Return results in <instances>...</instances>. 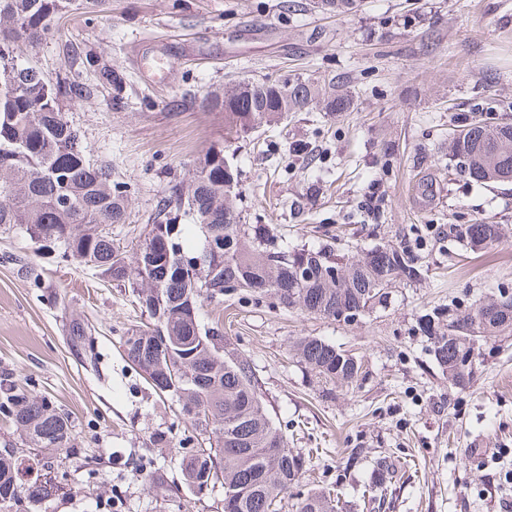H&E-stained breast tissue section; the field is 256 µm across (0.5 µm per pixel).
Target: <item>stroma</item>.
Returning <instances> with one entry per match:
<instances>
[{"label": "stroma", "mask_w": 512, "mask_h": 512, "mask_svg": "<svg viewBox=\"0 0 512 512\" xmlns=\"http://www.w3.org/2000/svg\"><path fill=\"white\" fill-rule=\"evenodd\" d=\"M80 2L30 58L52 80L95 86V60L125 79L121 99L95 86L65 107L129 187V221L112 229L121 243H136L169 182L219 144L241 169L245 223L277 244L352 256L402 244L423 265L418 281L349 321L270 296L204 302L203 324L251 360L276 426L306 460L284 512L328 489L342 512H370L362 492L376 483L388 512H512V334L478 339L458 388L421 329L431 319L445 330L450 313L512 292V182L478 183L448 158L470 113L512 120V0H362L347 16L311 0L296 12L284 0H112L107 13ZM287 76L342 82L353 106L295 112L228 143L223 113L194 100L212 84ZM481 222L502 226L497 247L473 250L450 233ZM144 320L128 290L0 229V382L45 398L72 426L69 448L46 466L0 410V449L60 487L21 512H223L222 487L196 493L183 482L180 443L194 427L122 354ZM300 336L361 358L357 382L317 378L290 352ZM383 456L393 462L385 473Z\"/></svg>", "instance_id": "stroma-1"}]
</instances>
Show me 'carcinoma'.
Segmentation results:
<instances>
[{
    "label": "carcinoma",
    "mask_w": 512,
    "mask_h": 512,
    "mask_svg": "<svg viewBox=\"0 0 512 512\" xmlns=\"http://www.w3.org/2000/svg\"><path fill=\"white\" fill-rule=\"evenodd\" d=\"M71 0H0V227L19 228L36 244L37 253L56 254L84 262L91 252L92 269L131 288L146 324L131 331L139 343L123 350L135 368L149 358L155 374L166 382L175 378L179 389L170 393L178 402L193 403L204 422L195 428L210 432L207 446L190 450L196 461L182 469L186 483L224 489L230 512H280L291 485L306 472L305 459L288 448V440L271 419L252 362L225 338L217 354L215 335L201 326L204 300L224 296L267 294L286 287L278 298L286 309L324 317L341 307L360 316L382 303L388 289L421 278L419 258L405 246L374 247L359 256L337 257L326 249L291 250L271 246L266 228L243 223L234 204L241 173L224 168V149L212 145L194 161L193 176L175 179L161 198L151 229L135 244V260L127 250L99 231L101 224H124L129 218V192L124 182L94 158L93 148L69 122L63 109L90 96V89L66 78L51 82L29 60L28 52L51 33L54 21L66 13ZM316 7L336 14L353 9L355 0H314ZM297 90L284 96L280 81L241 80L204 90L202 106L224 113L227 136L270 126L290 112H346L352 99L334 82L322 86L299 76L286 77ZM448 155L460 172L480 182H496L512 173V123L492 124L474 116L453 133ZM200 232L193 250L184 245L185 222ZM474 225H455L456 237L472 249L500 243L498 224L482 225L485 237L476 241ZM166 237L172 253L191 262L183 269L152 247L150 234ZM201 260L195 267L192 261ZM347 275L336 278V270ZM148 288L161 295H145ZM502 298L491 295L468 312L448 321V332H437L432 321L424 331L431 353L456 385L470 376L475 361L468 360L478 338L489 339L512 331V314L484 320L485 304ZM193 344V362L182 361L183 350L170 344L159 348L158 332ZM299 359L327 384L349 387L359 373L349 365L345 351L314 336L292 344ZM0 402L41 453L67 448L69 420L47 401L29 396L11 384L0 385ZM283 444L277 458L268 455L275 440ZM229 448L239 452L230 454ZM10 502L0 512H13L22 498L50 495L48 483H20L15 452H0V493ZM339 499L312 492L295 504V512H338Z\"/></svg>",
    "instance_id": "obj_1"
}]
</instances>
